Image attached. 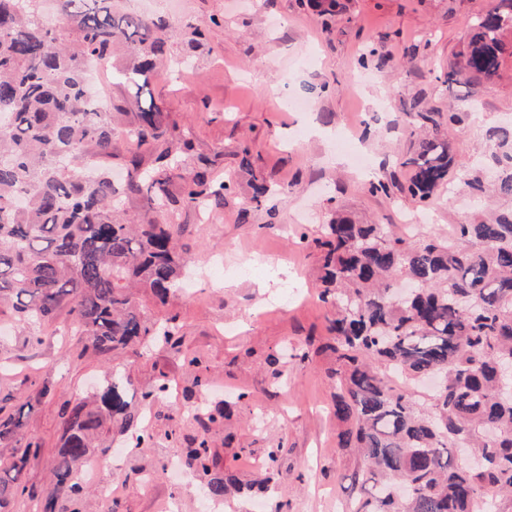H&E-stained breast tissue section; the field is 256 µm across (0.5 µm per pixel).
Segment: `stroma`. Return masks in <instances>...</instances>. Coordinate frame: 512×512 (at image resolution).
Returning a JSON list of instances; mask_svg holds the SVG:
<instances>
[{
    "mask_svg": "<svg viewBox=\"0 0 512 512\" xmlns=\"http://www.w3.org/2000/svg\"><path fill=\"white\" fill-rule=\"evenodd\" d=\"M491 2L340 0L342 9L329 22L314 0H120L122 9L163 16L168 57L189 64L188 75L160 73L149 82L173 139L193 143L185 169L205 164L214 177L232 181L223 205L180 210L178 248L189 269L208 268L220 256L234 272L201 281L194 300L178 292L161 305L143 296L148 316H173L181 324L178 354L157 347L141 356H84L69 334L67 312L57 314L53 334L39 344L26 341L9 311L0 312V405L22 411L24 435L43 448L40 463L23 471L24 484L40 494L53 491L61 405L87 400L121 364L154 439L138 448L131 434L105 426L92 457L109 460L98 481L113 483L116 492L109 499L93 494L86 512H160L164 499L177 500L179 512H198L197 484L180 481L167 467L165 434L197 436L193 408L240 392L245 400L209 433L220 464L245 483L266 478L270 503H285L286 512H348L359 461L336 446L331 361L318 351L329 340L331 310L317 297L318 255L307 240L340 213L397 225L403 213L416 211L410 198L368 188L372 176L388 184L408 180L400 160L410 148L404 122L415 104L458 117L449 132L451 186L428 201L424 236L485 219L465 181L488 150L487 128L512 127V56L504 57L494 80L448 86L444 79ZM189 21L206 28L195 47L183 38ZM360 73L367 82H357ZM289 96L307 100L308 110H287L282 100ZM316 126L322 135L313 134ZM255 176L272 189L258 205L250 201ZM261 282L266 292H259ZM284 346L298 356L283 366L286 385L275 388L265 360ZM193 354L206 362L202 388L185 373L182 358ZM36 375L51 380V395L37 397ZM162 377L169 390L142 400ZM268 448L281 449L287 473L260 468ZM144 469L152 484L142 482Z\"/></svg>",
    "mask_w": 512,
    "mask_h": 512,
    "instance_id": "35a3bbf8",
    "label": "stroma"
}]
</instances>
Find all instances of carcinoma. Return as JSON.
<instances>
[{"label":"carcinoma","instance_id":"obj_1","mask_svg":"<svg viewBox=\"0 0 512 512\" xmlns=\"http://www.w3.org/2000/svg\"><path fill=\"white\" fill-rule=\"evenodd\" d=\"M66 31L42 19V0H0V305L43 342L45 325L68 309L81 353L107 357L165 346L180 351L177 317L147 316L134 289L147 288L160 304L185 281L175 253L171 216L182 208L224 202L230 182L200 169L179 173L192 143L170 141L167 113L143 89L164 52L167 23L161 17L125 13L113 0H55ZM448 80H489L497 75L512 33V0H494L476 21ZM125 48L137 64L121 72L132 99L127 128L135 141L126 180L118 188L93 157H112V113L100 109L85 87V69ZM414 128L411 171L397 191L423 205L448 183L453 165L440 114L406 113ZM493 145L479 167L490 181L468 183L480 203L512 199V129L491 127ZM152 152L142 166L141 152ZM141 197L165 222L134 224L119 218L120 194ZM310 244L319 251L321 300L334 309L331 358L336 380L333 411L343 425L338 447L361 460L352 474L360 497L352 512H512V212L492 213L476 224H457L442 238L420 243L390 224H357L338 215ZM266 358L271 384L285 383L281 360ZM204 359L184 357L201 387ZM436 379L430 401L398 389L396 380ZM126 370L112 368L111 382L92 404L62 408V445L54 459L55 485L68 490L38 497L20 480L40 461V444L0 460V512L16 497L38 500L39 512H82L84 487L77 471L105 419L135 434V447L152 441L148 426L125 396ZM229 418L223 406L194 413L202 433L184 443L170 432L189 467L209 477L207 494L222 500L239 486L235 474L212 472L210 425ZM20 415L0 416V442L15 439ZM483 459L466 467L458 449Z\"/></svg>","mask_w":512,"mask_h":512}]
</instances>
